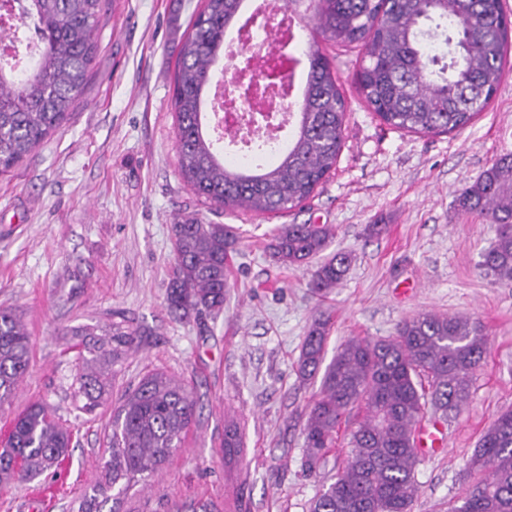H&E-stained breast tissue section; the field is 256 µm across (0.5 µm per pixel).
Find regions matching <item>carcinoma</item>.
<instances>
[{
	"label": "carcinoma",
	"instance_id": "carcinoma-1",
	"mask_svg": "<svg viewBox=\"0 0 512 512\" xmlns=\"http://www.w3.org/2000/svg\"><path fill=\"white\" fill-rule=\"evenodd\" d=\"M241 0H205L179 47L174 75L178 164L199 202L214 210L283 213L307 201L336 165L343 144L346 100L329 59L308 45L306 82L288 147L268 164L226 160L204 125L202 106L225 31L241 17ZM38 28L43 52L17 71L0 58V173L9 172L65 123L80 104L98 55L94 32L102 0H0ZM501 0H319L315 19L323 40L362 48L358 89L367 107L393 128L444 133L468 126L501 83L512 26ZM459 209L496 226L481 271L512 282V155L498 158L457 197ZM173 260L166 303L183 321L224 310L237 236L224 224L185 218L172 225ZM332 237L325 224H283L267 246L283 266L321 254ZM349 256L321 263L308 288L325 297L343 280ZM330 320L318 318L298 359L302 382L320 380L303 427V451L313 470L349 430L348 459L312 500L310 512H410L418 491L412 431L427 408L448 417L470 396L489 334L478 319L423 313L395 335L353 336L325 362ZM76 396L92 412L112 386V366L133 350L140 331L125 319L75 326ZM31 362V338L10 308L0 307V405L16 394ZM188 386L165 371L144 376L112 410L104 481L84 492L79 512H102L108 491L125 493L154 475L180 448L194 420ZM70 429L39 403L17 416L0 449V483L26 481L57 466ZM224 464L244 451V432L224 421ZM468 467L475 482L450 512H512V409L481 435Z\"/></svg>",
	"mask_w": 512,
	"mask_h": 512
}]
</instances>
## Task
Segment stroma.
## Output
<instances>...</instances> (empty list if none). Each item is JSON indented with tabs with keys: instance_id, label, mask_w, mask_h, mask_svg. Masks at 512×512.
<instances>
[{
	"instance_id": "obj_1",
	"label": "stroma",
	"mask_w": 512,
	"mask_h": 512,
	"mask_svg": "<svg viewBox=\"0 0 512 512\" xmlns=\"http://www.w3.org/2000/svg\"><path fill=\"white\" fill-rule=\"evenodd\" d=\"M205 0H106L94 37L96 65L69 120L9 173L0 174V307L12 308L32 342L14 400L0 406V444L30 403L49 406L73 432L70 456L35 479L0 485V512H77L109 457L105 430L126 390L149 372L185 380L195 419L163 469L137 483L116 512H309L349 447L309 470L302 429L316 383L296 363L312 321L331 318L327 356L352 336L394 335L435 311L482 321L486 363L470 398L450 415L446 453L423 457L411 512H448L474 480L468 460L496 415L512 408V282L481 273L495 225L456 207L459 191L512 154V60L486 110L466 128L416 134L384 125L357 89L358 48L325 44L346 99L335 168L302 206L256 215L210 212L182 179L177 156L175 47ZM195 216L233 226V286L218 316L185 323L166 307L171 227ZM284 224H330L328 254L351 258L328 298L307 283L313 265L286 268L265 250ZM371 224L382 225L378 234ZM121 316L139 349L115 365L112 392L93 414L73 397L75 352L65 332ZM240 418L246 453L225 467L224 420Z\"/></svg>"
}]
</instances>
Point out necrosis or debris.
<instances>
[{
	"instance_id": "1",
	"label": "necrosis or debris",
	"mask_w": 512,
	"mask_h": 512,
	"mask_svg": "<svg viewBox=\"0 0 512 512\" xmlns=\"http://www.w3.org/2000/svg\"><path fill=\"white\" fill-rule=\"evenodd\" d=\"M258 12L228 45L229 61L224 75L214 82L211 108L216 143L253 165L270 160L287 146L284 131L296 118L287 105L299 95L290 55L299 52L301 44L296 17L288 12L284 0H264ZM259 102L280 104L282 110L259 149L247 151L241 149L236 132L251 122Z\"/></svg>"
}]
</instances>
